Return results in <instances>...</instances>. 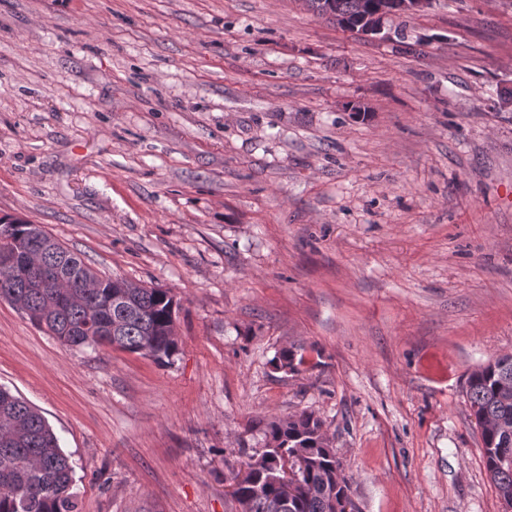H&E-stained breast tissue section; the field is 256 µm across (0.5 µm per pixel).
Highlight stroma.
I'll list each match as a JSON object with an SVG mask.
<instances>
[{"label":"stroma","mask_w":512,"mask_h":512,"mask_svg":"<svg viewBox=\"0 0 512 512\" xmlns=\"http://www.w3.org/2000/svg\"><path fill=\"white\" fill-rule=\"evenodd\" d=\"M386 26L0 0V216L181 305L160 365L0 300V384L52 426L81 512H241L264 421L304 410L358 512H502L466 380L512 354V0Z\"/></svg>","instance_id":"1"}]
</instances>
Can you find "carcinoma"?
Instances as JSON below:
<instances>
[{
  "label": "carcinoma",
  "mask_w": 512,
  "mask_h": 512,
  "mask_svg": "<svg viewBox=\"0 0 512 512\" xmlns=\"http://www.w3.org/2000/svg\"><path fill=\"white\" fill-rule=\"evenodd\" d=\"M318 15L326 9L351 18L361 4L374 0H307ZM50 242L43 252L29 250L32 240ZM26 255L36 269L51 267L49 283H18L10 259ZM0 299L62 344L98 347L110 344L170 362L178 353L176 314L170 291L124 278L101 276L81 255L48 235L40 225L8 216L0 219ZM275 369L291 371L304 355L285 348L271 359ZM470 409L481 428L485 469L499 498L512 499V355L498 356L473 370L467 379ZM323 422L312 412L269 420L264 432L266 459L252 483L234 492L243 512H335L326 490L336 497L350 489L336 487V454L326 443ZM295 469L303 484L300 496L285 503L273 476ZM0 512H80L73 465L39 410L0 386Z\"/></svg>",
  "instance_id": "obj_1"
}]
</instances>
